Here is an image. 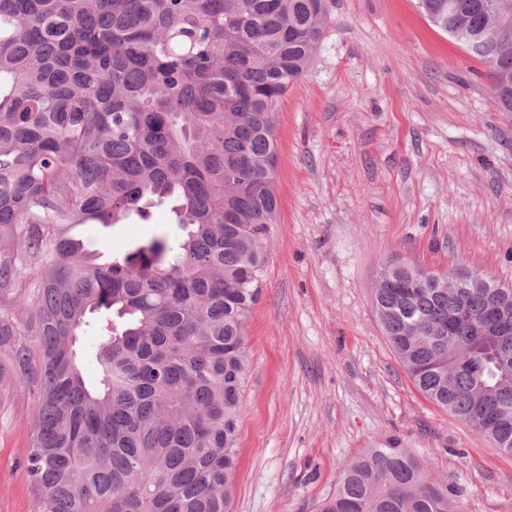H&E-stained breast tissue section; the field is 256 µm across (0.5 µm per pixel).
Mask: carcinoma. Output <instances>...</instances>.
Wrapping results in <instances>:
<instances>
[{
    "mask_svg": "<svg viewBox=\"0 0 512 512\" xmlns=\"http://www.w3.org/2000/svg\"><path fill=\"white\" fill-rule=\"evenodd\" d=\"M419 0L470 41L492 0ZM326 0H0V349L33 392L38 512H227L245 326L276 223V114ZM512 112V28L473 50ZM175 223L100 264L78 224ZM401 267L376 313L419 391L512 455V325L448 332L460 292ZM92 329L98 386L75 343ZM448 482L397 444L341 471L316 512H448Z\"/></svg>",
    "mask_w": 512,
    "mask_h": 512,
    "instance_id": "carcinoma-1",
    "label": "carcinoma"
}]
</instances>
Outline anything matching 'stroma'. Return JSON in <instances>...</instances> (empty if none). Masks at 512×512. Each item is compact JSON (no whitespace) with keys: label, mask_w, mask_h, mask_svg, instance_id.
Instances as JSON below:
<instances>
[{"label":"stroma","mask_w":512,"mask_h":512,"mask_svg":"<svg viewBox=\"0 0 512 512\" xmlns=\"http://www.w3.org/2000/svg\"><path fill=\"white\" fill-rule=\"evenodd\" d=\"M484 72L418 0H331L277 114L230 512H313L351 459L392 439L454 489L451 512H512V456L418 391L374 303L390 263L512 286V112ZM172 220L165 203L149 223L75 234L108 262ZM1 392L0 512H35L34 397L5 375Z\"/></svg>","instance_id":"35a3bbf8"}]
</instances>
